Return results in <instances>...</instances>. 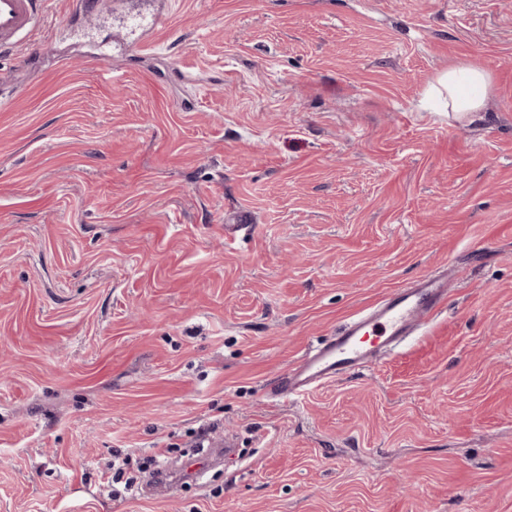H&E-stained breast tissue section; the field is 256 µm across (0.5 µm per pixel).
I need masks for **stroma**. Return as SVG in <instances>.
I'll use <instances>...</instances> for the list:
<instances>
[{
	"mask_svg": "<svg viewBox=\"0 0 512 512\" xmlns=\"http://www.w3.org/2000/svg\"><path fill=\"white\" fill-rule=\"evenodd\" d=\"M46 12L0 51V512H512V0ZM460 61L473 124L423 107ZM443 271L403 354L268 398ZM203 428L239 456L192 482ZM153 453L172 493L120 491ZM492 91L491 72L464 61L435 75L426 89L440 112L464 113L469 123L483 119Z\"/></svg>",
	"mask_w": 512,
	"mask_h": 512,
	"instance_id": "1",
	"label": "stroma"
}]
</instances>
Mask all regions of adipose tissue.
<instances>
[{
  "label": "adipose tissue",
  "mask_w": 512,
  "mask_h": 512,
  "mask_svg": "<svg viewBox=\"0 0 512 512\" xmlns=\"http://www.w3.org/2000/svg\"><path fill=\"white\" fill-rule=\"evenodd\" d=\"M492 91L491 72L464 61L435 75L426 89L439 111L461 112L472 122L482 120Z\"/></svg>",
  "instance_id": "ef3b65f1"
}]
</instances>
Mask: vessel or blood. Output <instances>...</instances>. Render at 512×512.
I'll return each instance as SVG.
<instances>
[{"label":"vessel or blood","instance_id":"b4317fda","mask_svg":"<svg viewBox=\"0 0 512 512\" xmlns=\"http://www.w3.org/2000/svg\"><path fill=\"white\" fill-rule=\"evenodd\" d=\"M44 5L45 0H0V50L19 44L31 32L42 18ZM447 302L445 277L436 273L421 276L304 353L272 384L271 393L296 402L323 384L373 367L398 353Z\"/></svg>","mask_w":512,"mask_h":512}]
</instances>
